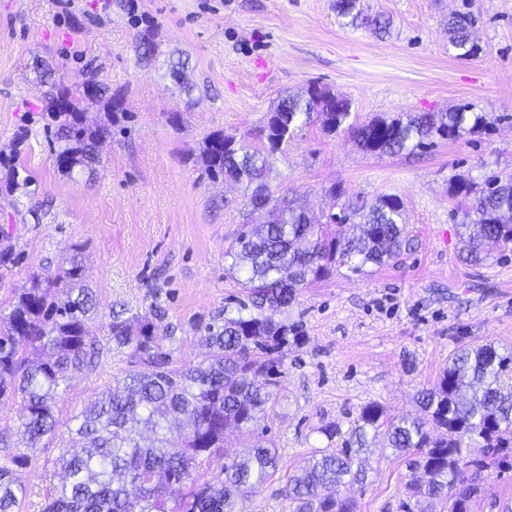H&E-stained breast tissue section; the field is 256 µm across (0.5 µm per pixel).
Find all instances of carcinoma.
I'll return each mask as SVG.
<instances>
[{"mask_svg":"<svg viewBox=\"0 0 512 512\" xmlns=\"http://www.w3.org/2000/svg\"><path fill=\"white\" fill-rule=\"evenodd\" d=\"M334 6L343 27L378 34L389 28L390 20L371 13L363 0H336ZM473 24L469 12L448 20V50L459 58L480 53L471 39ZM166 65L174 89L190 93L188 62L170 58ZM38 74L47 87V130L57 168L70 178L93 176L107 127L86 124L72 89L57 84L48 70ZM314 122L329 135L349 134L366 154L393 155L424 151L436 138L474 133L488 125V117L459 106L360 122L347 98L314 84L304 95L279 98L257 147L222 131L206 136L197 159L202 174L243 185L251 205L259 197L273 202L268 220L243 225L237 250L225 253L245 298L235 309L225 306L197 323L208 352L179 367L156 342L158 310L112 309L109 342L129 350L148 371L126 374L74 416L71 445L59 456L64 477L44 512H245L253 487L275 476L277 449L259 446L244 457L224 453L219 475L201 479L211 450L224 447L227 427L258 430L288 349L305 342L301 322L279 323L266 311L292 308L302 288L339 265L362 273L410 249L403 205L394 196L370 202L357 196L340 212L314 222L268 186L266 174L283 145ZM450 194L464 198L460 241L467 262L477 264L494 248L512 247V224L501 219L504 212L512 215L511 174L494 173L480 183L457 181ZM96 308L82 266L73 260L53 275L32 276L0 316V400L20 407L15 434L22 453L13 461L55 434L59 390L72 372L96 365L101 348L87 327ZM417 400L421 418L396 420L371 401L348 433L334 422L320 427L328 446L315 450L286 484L295 512H353L350 498L323 490L364 484L361 455L373 449L415 455L409 468L420 476L408 487L417 510L406 503L407 512H427L422 502L434 499L444 501L447 512H471L459 504L474 502L481 471L512 449V352L503 354L491 344L460 347ZM473 448L481 449V456H472ZM27 495L15 471L0 465V512H22Z\"/></svg>","mask_w":512,"mask_h":512,"instance_id":"obj_1","label":"carcinoma"}]
</instances>
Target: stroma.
Wrapping results in <instances>:
<instances>
[{
	"label": "stroma",
	"instance_id": "stroma-1",
	"mask_svg": "<svg viewBox=\"0 0 512 512\" xmlns=\"http://www.w3.org/2000/svg\"><path fill=\"white\" fill-rule=\"evenodd\" d=\"M390 19L382 35L340 27L334 0H0V158L17 156L35 195L0 189V310L30 276L81 260L98 313L89 323L105 339L115 304L164 314L160 344L176 363L200 361L206 348L194 324L240 295L226 256L242 224L263 222L230 180L202 178L196 164L214 131L255 142L281 95L311 84L353 103L361 119L400 112H440L463 103L488 113L487 129L436 140L415 154L373 156L347 134L319 124L301 131L268 176L314 215L339 210L346 195L397 196L410 251L354 274L339 268L302 290L277 322L302 320L305 343L292 349L264 430H227L230 452L277 448L278 472L256 487L246 512H293L284 488L313 448L319 426L349 428L375 400L387 413L414 417L416 394L431 386L463 345L512 350V249L481 265L461 255V179L512 173V0H366ZM475 16L481 52L448 50L446 22ZM150 34L157 58L138 60L134 39ZM189 60L190 94H172L165 65ZM71 89L94 69L121 97L108 121L105 99L86 97L87 123L110 122L95 177L58 172L42 129L45 101L37 68ZM128 352H104L96 367L73 374L57 402L58 426L15 472L28 489L25 512H40L61 481L57 458L73 418L117 379L136 370ZM410 480L405 458L373 454L355 512H402ZM472 512H512V467L490 465Z\"/></svg>",
	"mask_w": 512,
	"mask_h": 512
}]
</instances>
